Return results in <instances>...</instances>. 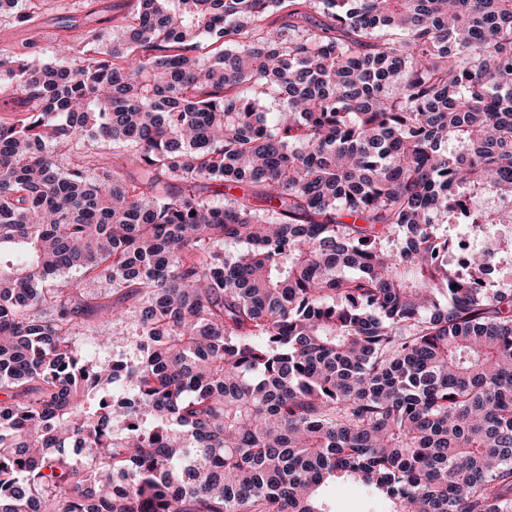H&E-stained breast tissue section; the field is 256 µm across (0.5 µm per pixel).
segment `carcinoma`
I'll list each match as a JSON object with an SVG mask.
<instances>
[{
    "label": "carcinoma",
    "instance_id": "carcinoma-1",
    "mask_svg": "<svg viewBox=\"0 0 512 512\" xmlns=\"http://www.w3.org/2000/svg\"><path fill=\"white\" fill-rule=\"evenodd\" d=\"M69 29L0 54V512H512V286L437 232L453 187L512 199V0ZM335 512H384V506L369 499L362 486H350L336 501Z\"/></svg>",
    "mask_w": 512,
    "mask_h": 512
}]
</instances>
